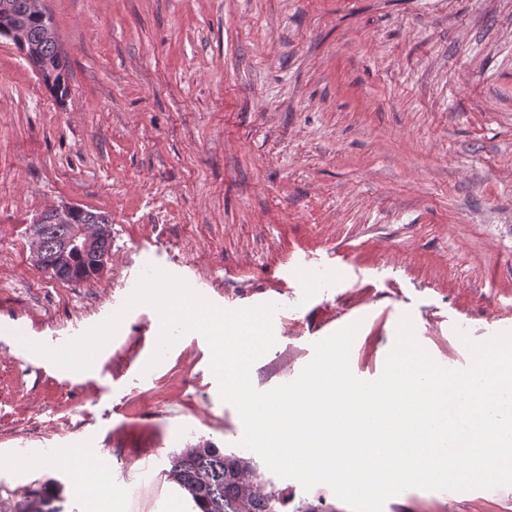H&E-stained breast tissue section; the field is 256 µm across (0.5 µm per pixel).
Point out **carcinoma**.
<instances>
[{
    "mask_svg": "<svg viewBox=\"0 0 512 512\" xmlns=\"http://www.w3.org/2000/svg\"><path fill=\"white\" fill-rule=\"evenodd\" d=\"M43 31L39 18H27L26 44L39 50L47 71L44 84L63 96L68 92L66 56L57 44L43 39ZM71 229L70 224L45 225L44 260L51 267L53 278L66 282L90 280L96 263L93 253L76 255L68 264H56L57 249L69 237ZM253 471L251 461L244 457L204 447L172 456L167 477L190 496L199 512H282L281 493L267 491L257 481L251 485L243 481L244 473Z\"/></svg>",
    "mask_w": 512,
    "mask_h": 512,
    "instance_id": "carcinoma-1",
    "label": "carcinoma"
}]
</instances>
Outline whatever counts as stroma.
I'll list each match as a JSON object with an SVG mask.
<instances>
[{
	"mask_svg": "<svg viewBox=\"0 0 512 512\" xmlns=\"http://www.w3.org/2000/svg\"><path fill=\"white\" fill-rule=\"evenodd\" d=\"M69 64L57 97L0 38V512L39 488L87 512L76 451L96 449L99 512H195L169 458L246 455L211 350L140 306L91 369L56 347L116 312L147 265L225 309L278 304L255 389L294 380L312 345L360 322L352 372H383L398 320L443 367L512 330V0H42ZM109 215L110 259L80 283L38 267L30 224ZM254 463L284 512L323 500ZM141 488L125 496L129 485ZM383 512H512V487L410 488Z\"/></svg>",
	"mask_w": 512,
	"mask_h": 512,
	"instance_id": "1",
	"label": "stroma"
}]
</instances>
